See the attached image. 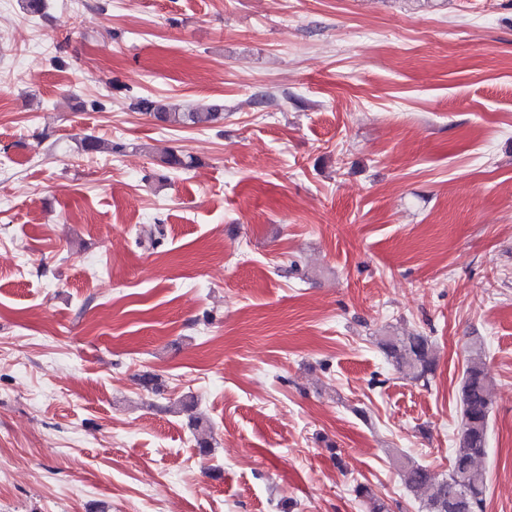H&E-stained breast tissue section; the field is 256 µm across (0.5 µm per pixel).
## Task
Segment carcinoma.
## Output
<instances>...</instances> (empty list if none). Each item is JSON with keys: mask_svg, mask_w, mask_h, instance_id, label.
Masks as SVG:
<instances>
[{"mask_svg": "<svg viewBox=\"0 0 512 512\" xmlns=\"http://www.w3.org/2000/svg\"><path fill=\"white\" fill-rule=\"evenodd\" d=\"M134 109L169 125L207 127L224 118L222 108L183 110L161 99L142 97ZM81 148L87 153L112 152L116 146L94 136H86ZM381 348L392 366L404 376L423 383L435 370V358L428 337L419 334L387 336ZM462 419L451 470L438 475L429 467L412 461L401 463L406 489L423 497L425 512H484L487 481L477 461L486 451L488 423L492 409L490 380L482 351L466 361L461 386ZM356 496L369 512H389L387 503L371 488L358 484Z\"/></svg>", "mask_w": 512, "mask_h": 512, "instance_id": "cac0c4a2", "label": "carcinoma"}]
</instances>
